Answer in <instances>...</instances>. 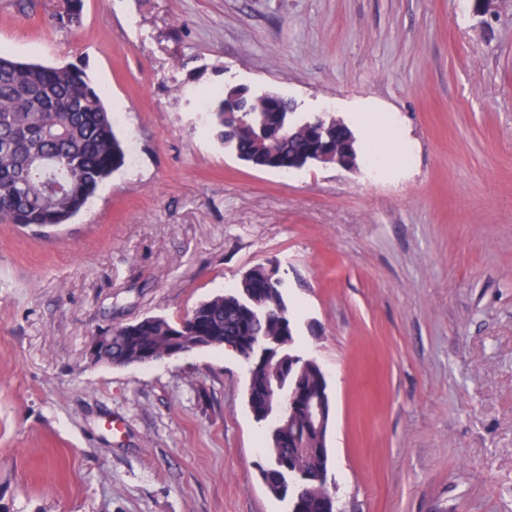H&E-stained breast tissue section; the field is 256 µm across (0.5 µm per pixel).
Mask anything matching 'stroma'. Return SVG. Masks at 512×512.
I'll return each instance as SVG.
<instances>
[{
  "mask_svg": "<svg viewBox=\"0 0 512 512\" xmlns=\"http://www.w3.org/2000/svg\"><path fill=\"white\" fill-rule=\"evenodd\" d=\"M0 0V53L83 69L127 158L69 224H0V512H289L250 366L90 364L99 331L184 317L276 262L326 372L343 512H512V0ZM391 118L379 175L258 170L202 94ZM61 5L57 4V10L52 17L55 24L60 29L71 30L79 26L82 14V0H61Z\"/></svg>",
  "mask_w": 512,
  "mask_h": 512,
  "instance_id": "obj_1",
  "label": "stroma"
}]
</instances>
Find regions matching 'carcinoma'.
<instances>
[{
	"mask_svg": "<svg viewBox=\"0 0 512 512\" xmlns=\"http://www.w3.org/2000/svg\"><path fill=\"white\" fill-rule=\"evenodd\" d=\"M81 14L82 0H64L53 19L70 30L79 26ZM206 108L224 147L258 169L288 170V158L309 153L317 138L329 133L331 151L339 152L342 134L352 135L332 117L296 116L294 105L282 97L269 102L247 94L236 111L226 112L220 96L208 100ZM285 118L292 120L289 135L261 138L260 129ZM126 156L113 113L86 74L0 54V224L46 228L69 223ZM39 157L60 167L62 188L52 194L42 187L43 174L32 168ZM285 285L279 264H259L233 289L200 303L179 321L150 316L112 328V344L97 362L113 365L142 350L171 356L185 349L227 347L244 355L255 339H262L272 358L250 377L248 402L257 421H267L270 414L281 425L269 429L272 463L262 470L263 480L275 496H300L299 512H334L324 438L289 402L297 386L309 396L325 394V377L306 360L291 371L276 367L294 342Z\"/></svg>",
	"mask_w": 512,
	"mask_h": 512,
	"instance_id": "cac0c4a2",
	"label": "carcinoma"
}]
</instances>
